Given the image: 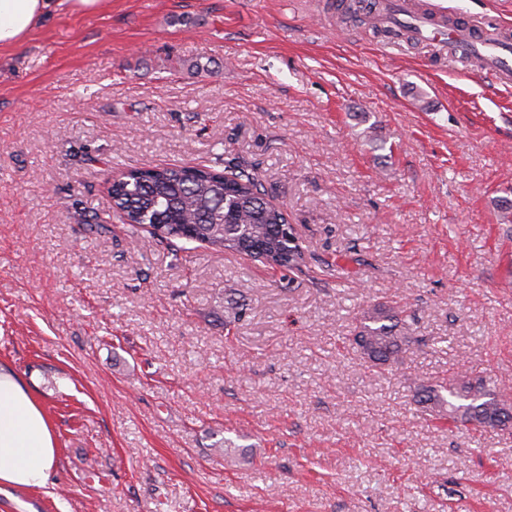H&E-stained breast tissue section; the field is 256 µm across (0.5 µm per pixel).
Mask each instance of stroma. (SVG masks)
<instances>
[{
  "label": "stroma",
  "mask_w": 512,
  "mask_h": 512,
  "mask_svg": "<svg viewBox=\"0 0 512 512\" xmlns=\"http://www.w3.org/2000/svg\"><path fill=\"white\" fill-rule=\"evenodd\" d=\"M336 2L102 0L0 53V362L59 455L0 512H512V434L415 401L468 369L512 403V88ZM231 161L304 272L110 209L112 172ZM379 305L419 342L377 374L347 338Z\"/></svg>",
  "instance_id": "1"
}]
</instances>
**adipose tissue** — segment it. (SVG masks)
I'll return each mask as SVG.
<instances>
[{
  "label": "adipose tissue",
  "instance_id": "adipose-tissue-1",
  "mask_svg": "<svg viewBox=\"0 0 512 512\" xmlns=\"http://www.w3.org/2000/svg\"><path fill=\"white\" fill-rule=\"evenodd\" d=\"M100 0H0V50L24 42L54 12L90 14ZM58 448L50 420L11 366L0 364V486L46 488Z\"/></svg>",
  "mask_w": 512,
  "mask_h": 512
}]
</instances>
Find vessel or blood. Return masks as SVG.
I'll use <instances>...</instances> for the list:
<instances>
[{
    "instance_id": "obj_1",
    "label": "vessel or blood",
    "mask_w": 512,
    "mask_h": 512,
    "mask_svg": "<svg viewBox=\"0 0 512 512\" xmlns=\"http://www.w3.org/2000/svg\"><path fill=\"white\" fill-rule=\"evenodd\" d=\"M392 16L413 20L422 39L438 47L453 60L479 59L480 76L501 86H512V29L488 20L482 26L452 22L431 25L429 18L416 11L410 0H391Z\"/></svg>"
}]
</instances>
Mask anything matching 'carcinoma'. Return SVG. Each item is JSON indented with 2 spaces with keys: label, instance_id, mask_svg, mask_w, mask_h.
I'll list each match as a JSON object with an SVG mask.
<instances>
[{
  "label": "carcinoma",
  "instance_id": "obj_1",
  "mask_svg": "<svg viewBox=\"0 0 512 512\" xmlns=\"http://www.w3.org/2000/svg\"><path fill=\"white\" fill-rule=\"evenodd\" d=\"M380 5L381 0H354L345 14L386 38L391 29L378 24ZM110 197L112 210L133 232L145 222L159 224L162 241H195L290 272L305 265L300 246L282 232L286 213L267 198L247 166H236L229 175L205 165L131 168L111 183ZM351 342L369 368L382 370L401 363L416 339L405 310L380 308L360 320ZM501 388L461 371L422 386L418 402L432 414L476 430L509 431L512 405L501 398Z\"/></svg>",
  "mask_w": 512,
  "mask_h": 512
}]
</instances>
